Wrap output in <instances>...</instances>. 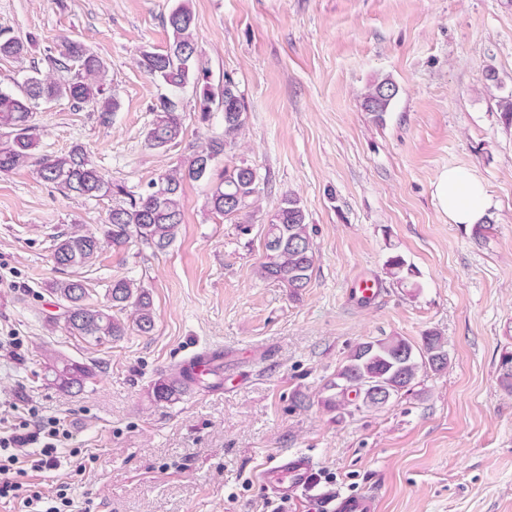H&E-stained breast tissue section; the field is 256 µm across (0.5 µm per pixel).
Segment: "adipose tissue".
<instances>
[{"mask_svg": "<svg viewBox=\"0 0 512 512\" xmlns=\"http://www.w3.org/2000/svg\"><path fill=\"white\" fill-rule=\"evenodd\" d=\"M432 195L440 209L455 224L472 226L482 223L491 208L483 180L461 168L442 170L432 184Z\"/></svg>", "mask_w": 512, "mask_h": 512, "instance_id": "1", "label": "adipose tissue"}]
</instances>
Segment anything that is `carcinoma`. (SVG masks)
I'll return each mask as SVG.
<instances>
[{
	"mask_svg": "<svg viewBox=\"0 0 512 512\" xmlns=\"http://www.w3.org/2000/svg\"><path fill=\"white\" fill-rule=\"evenodd\" d=\"M166 24L172 40L163 51L143 49L137 58L138 67L147 76L170 90L156 108V118L147 131L146 145L164 151L181 142L184 134V115L177 95L189 84L199 85L208 76L195 42L194 16L188 0H178L170 10ZM27 51V45L15 37L0 33V57H16ZM56 70H75L68 80H52L35 71L24 82L21 93L0 89V174H7L25 166L36 167L40 179L65 194L85 199L113 200L107 223L95 231H75L57 236L52 252L54 267L62 272L80 268L97 256L104 241L115 247L127 245L136 239L158 250L170 247L177 238L183 218L181 202L185 179L216 178L210 196L211 210L221 216H237L249 208L257 193L258 175L250 166L224 167L214 173V160L234 144L245 123L244 105L235 83L227 78L221 93L216 95L203 86L198 121L207 123L212 113L223 112L224 134L212 139L207 148L190 155L187 164L167 170L151 180L147 188L135 193L126 186L104 178L93 166L84 149L73 146L61 155H36V126L30 101H52L65 97L75 106L93 105L100 112L101 123L112 121V112L118 103L107 93V67L98 56L81 44L65 41L59 56L48 58ZM398 93L389 78L374 82L363 97L362 107L383 120ZM316 263V249L312 229L300 200L286 194L281 204L265 225L263 259L258 274L288 289V297L299 298L308 287ZM386 274L401 286L406 285L412 269L400 255L388 257ZM49 292L63 307V329L71 336L90 338L96 342L120 337L133 329L149 333L154 329L155 317L150 293L136 280L120 278L107 289L106 303L88 302V291L83 280L71 275L49 284ZM127 311L128 322L112 314L113 310ZM448 365V354L442 336L428 332L422 344L392 336L372 339L357 344L350 350L334 377L325 386L326 396L320 404L328 411L342 415L353 409L377 407L380 402L371 398L365 388L375 384L393 397L402 394L419 371L429 368L435 372ZM196 363L187 361L151 386V398L156 403H174L196 389L212 387L202 374L196 372ZM53 385L60 391H81L93 378L92 368L63 355L49 359ZM500 386L512 392V354L500 362Z\"/></svg>",
	"mask_w": 512,
	"mask_h": 512,
	"instance_id": "1",
	"label": "carcinoma"
}]
</instances>
